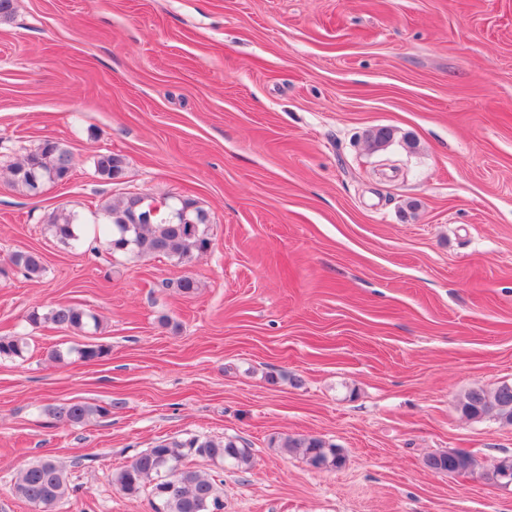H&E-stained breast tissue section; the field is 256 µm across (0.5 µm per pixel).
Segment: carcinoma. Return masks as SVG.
<instances>
[{
  "mask_svg": "<svg viewBox=\"0 0 512 512\" xmlns=\"http://www.w3.org/2000/svg\"><path fill=\"white\" fill-rule=\"evenodd\" d=\"M74 167V155L63 143L46 139L35 150L28 152L10 167V183L29 194H38L47 183L66 179ZM125 159L110 150L94 155L95 177L112 181L123 175ZM151 200L141 193H129L118 201L105 200L100 205L104 222L102 231L112 252H129L139 257L165 255L179 261H188L194 254L208 250L210 240L203 225L208 223L207 213L187 198H175L165 204L150 222L142 220L144 208ZM53 236L63 245L78 247L82 244L79 228L81 218L62 207L48 217ZM9 262L29 279L43 275L42 257L35 251L18 250L9 256ZM29 324L50 323L59 329L98 327L99 318L93 312L72 305H57L46 312L32 311ZM28 347L26 338L16 335L0 337V357H23ZM85 362H94L108 354L103 346L83 344L65 351L54 349L50 357L63 362L73 354ZM457 409L469 419L493 416L512 424V384L503 383L495 388L474 387L463 392L457 400ZM107 409L82 402L56 409L54 416L64 424H82L94 416H103ZM281 447L302 456L306 462L321 468L339 469L345 462L342 450L325 439L313 436H288ZM189 455L205 457L215 463L226 460L246 469L251 464L249 449L235 439L222 441L191 438L184 442L165 440L152 448L132 456L112 477V482L127 494H137L146 486L161 502V512H223L224 501L217 490L219 474L191 469L184 464ZM424 466L436 472L452 470L457 474H471L480 467L472 453L463 458L449 452L433 454L424 460ZM512 469V456L500 458L485 471L486 480L495 484L499 475ZM71 487L62 467L54 458L46 456L24 468L12 485L13 494L29 503L37 512H47L69 498Z\"/></svg>",
  "mask_w": 512,
  "mask_h": 512,
  "instance_id": "obj_1",
  "label": "carcinoma"
}]
</instances>
